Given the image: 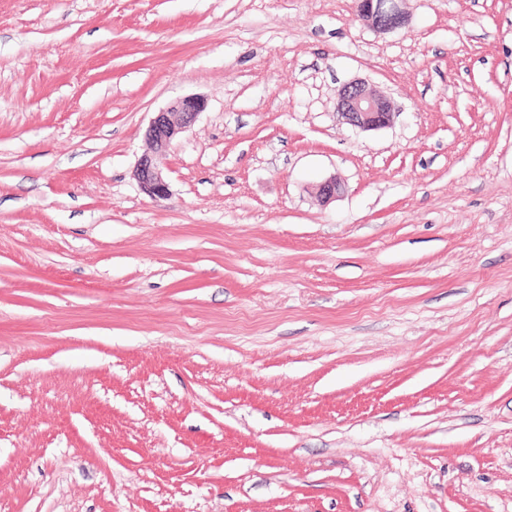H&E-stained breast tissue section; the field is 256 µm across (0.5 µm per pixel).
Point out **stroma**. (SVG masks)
<instances>
[{
    "instance_id": "stroma-1",
    "label": "stroma",
    "mask_w": 512,
    "mask_h": 512,
    "mask_svg": "<svg viewBox=\"0 0 512 512\" xmlns=\"http://www.w3.org/2000/svg\"><path fill=\"white\" fill-rule=\"evenodd\" d=\"M402 7L0 0V512H512V0ZM404 0H360L357 3L356 16L363 24L379 31L388 32L407 21L400 3ZM394 109L391 100L363 81L341 85L336 90V115L339 120L362 131L389 126ZM204 109L205 101L202 97L185 96L153 112L145 132L151 144V153L142 155L134 170L140 189L151 199H164L169 194L168 181L158 164L159 157L168 151L181 133L196 122Z\"/></svg>"
}]
</instances>
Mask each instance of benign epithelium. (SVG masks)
Returning <instances> with one entry per match:
<instances>
[{"mask_svg":"<svg viewBox=\"0 0 512 512\" xmlns=\"http://www.w3.org/2000/svg\"><path fill=\"white\" fill-rule=\"evenodd\" d=\"M403 0H358L356 16L363 24L379 31L388 32L407 21L400 3ZM205 109L200 96H185L169 106L153 113L146 128V138L151 153L138 160L134 177L140 189L153 200L164 199L169 194L168 181L158 164L173 141L197 120ZM394 109L391 100L377 93L363 81L341 85L336 90V115L342 122L362 131H374L389 126ZM341 192V184L334 178L318 185L320 199L328 202Z\"/></svg>","mask_w":512,"mask_h":512,"instance_id":"obj_1","label":"benign epithelium"}]
</instances>
